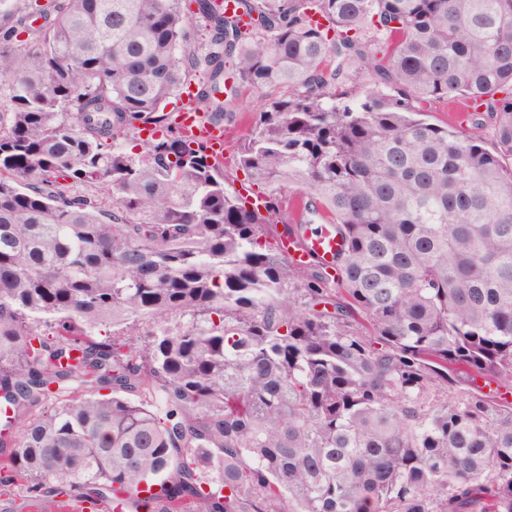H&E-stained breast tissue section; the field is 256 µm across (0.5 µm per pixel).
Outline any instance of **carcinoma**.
Here are the masks:
<instances>
[{
	"instance_id": "1",
	"label": "carcinoma",
	"mask_w": 512,
	"mask_h": 512,
	"mask_svg": "<svg viewBox=\"0 0 512 512\" xmlns=\"http://www.w3.org/2000/svg\"><path fill=\"white\" fill-rule=\"evenodd\" d=\"M196 71L209 120L259 94L263 214L170 126ZM1 88L0 448L37 512H512V0H0ZM448 98L468 127L423 118ZM290 186L330 273L278 248ZM371 86V74L362 66L361 62L356 61L349 66L346 78L338 85L336 93H346L348 98L352 99L361 96Z\"/></svg>"
}]
</instances>
